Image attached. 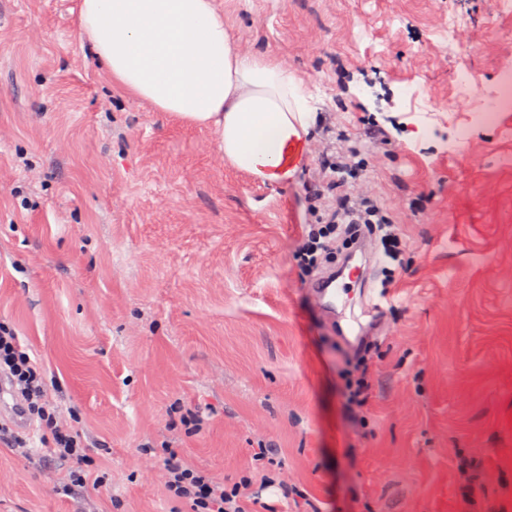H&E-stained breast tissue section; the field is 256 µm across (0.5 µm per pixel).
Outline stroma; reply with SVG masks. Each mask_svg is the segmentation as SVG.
Here are the masks:
<instances>
[{
  "instance_id": "obj_1",
  "label": "stroma",
  "mask_w": 512,
  "mask_h": 512,
  "mask_svg": "<svg viewBox=\"0 0 512 512\" xmlns=\"http://www.w3.org/2000/svg\"><path fill=\"white\" fill-rule=\"evenodd\" d=\"M235 46L301 77L316 124L294 178L231 168L213 131L113 87L78 0H0V324L43 367L91 447L84 495L40 427L0 441V512H190L174 450L226 484L280 451L276 512H512V138L470 103L512 69L498 0H216ZM453 23L449 40L439 31ZM392 143L369 138L370 126ZM425 138H413L416 126ZM359 150L401 250L369 268L367 439L345 375L357 350L298 246L305 185ZM487 491L469 497V477Z\"/></svg>"
}]
</instances>
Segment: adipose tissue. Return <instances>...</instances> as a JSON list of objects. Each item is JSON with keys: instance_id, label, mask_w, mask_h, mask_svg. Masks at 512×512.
I'll list each match as a JSON object with an SVG mask.
<instances>
[{"instance_id": "1", "label": "adipose tissue", "mask_w": 512, "mask_h": 512, "mask_svg": "<svg viewBox=\"0 0 512 512\" xmlns=\"http://www.w3.org/2000/svg\"><path fill=\"white\" fill-rule=\"evenodd\" d=\"M78 26L120 91L214 131L236 170L278 184L305 162L316 116L303 79L236 50L215 0H81Z\"/></svg>"}]
</instances>
